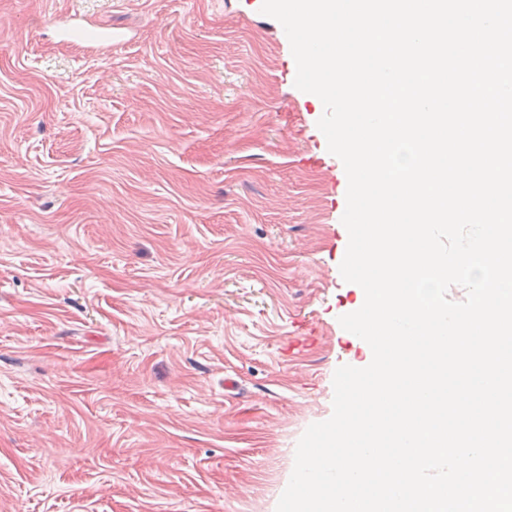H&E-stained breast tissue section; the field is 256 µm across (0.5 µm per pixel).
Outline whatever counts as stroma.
Wrapping results in <instances>:
<instances>
[{
  "instance_id": "35a3bbf8",
  "label": "stroma",
  "mask_w": 512,
  "mask_h": 512,
  "mask_svg": "<svg viewBox=\"0 0 512 512\" xmlns=\"http://www.w3.org/2000/svg\"><path fill=\"white\" fill-rule=\"evenodd\" d=\"M261 4L0 0V512H276L371 362L347 176Z\"/></svg>"
}]
</instances>
